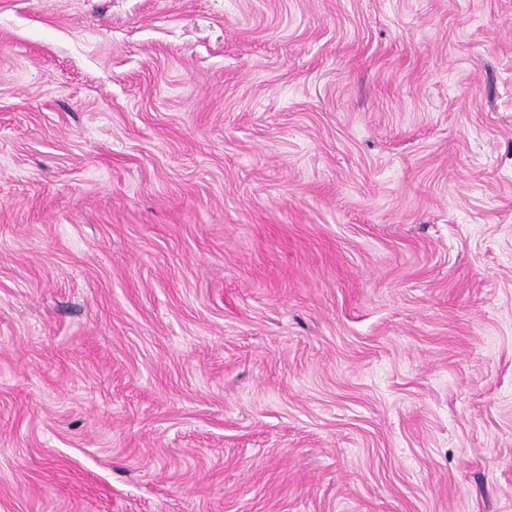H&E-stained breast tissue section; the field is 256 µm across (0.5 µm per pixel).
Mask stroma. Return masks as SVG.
<instances>
[{"mask_svg": "<svg viewBox=\"0 0 512 512\" xmlns=\"http://www.w3.org/2000/svg\"><path fill=\"white\" fill-rule=\"evenodd\" d=\"M0 512H512V0H0Z\"/></svg>", "mask_w": 512, "mask_h": 512, "instance_id": "obj_1", "label": "stroma"}]
</instances>
